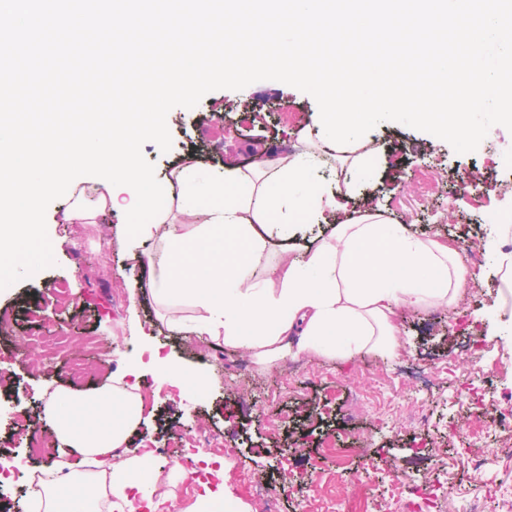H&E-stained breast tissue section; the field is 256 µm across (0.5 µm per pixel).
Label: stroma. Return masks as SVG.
I'll return each mask as SVG.
<instances>
[{"instance_id":"35a3bbf8","label":"stroma","mask_w":512,"mask_h":512,"mask_svg":"<svg viewBox=\"0 0 512 512\" xmlns=\"http://www.w3.org/2000/svg\"><path fill=\"white\" fill-rule=\"evenodd\" d=\"M283 102L294 112L293 121L281 120ZM218 107L223 110L219 116L214 113ZM318 114L310 95L278 81L239 91L219 89L190 110L171 109L167 126L173 147L164 152L148 141L142 155L152 162L156 178H165L162 163L180 161L184 152L177 143L187 134L204 165L245 167L270 151L305 149ZM182 119L190 124L188 132L178 127ZM365 138L378 155V167L358 184L349 208L359 209L363 199H371L392 218L412 221L415 233L454 247L463 262L469 241L487 243L497 239L499 225H512V132L505 127L491 128L478 148L465 154L397 122L379 123ZM425 166L439 174L431 213L419 204L422 188L415 179ZM473 173L511 190L489 193L484 206L474 208L461 186ZM67 204V198H59L46 212L54 266L0 291V318L14 329L13 335H0V369L9 377L0 388L2 458L44 465V458L30 452V436L48 430L42 411L46 399L61 390L85 392L111 383L135 361L146 401L132 447L159 449L158 461L168 468L180 463L182 441L206 428L224 445L243 449L247 464L267 477L276 475L278 460L287 461L297 480L286 487L280 512H311L323 496L335 494L345 497V512H361V503L383 498L390 483L420 486L434 473L435 455L461 447L453 427L478 421L491 428L500 410L512 408V369L500 362L501 351L512 353V333L497 324L512 318V298L500 294L501 275L492 254H485L479 274L468 275L460 307L404 309L398 357L304 353L293 363L263 369L249 354L216 352L210 341L187 338L156 322L157 306L142 287L151 268H134L125 260L124 213L108 214L99 224H63L58 213ZM59 286L66 290L60 297L53 293ZM49 329L68 336L64 356L24 346L23 337ZM155 352L206 374L210 389L198 396L173 392L172 381L153 367ZM82 359L93 364L91 376L72 378L69 361ZM410 362L426 369L432 383L429 423L405 426L396 435L382 432L355 408L352 396L385 378L392 396L404 407L415 406L416 388L400 376ZM449 365L454 368L450 374L445 371ZM460 375L484 387L485 410L472 412L466 399L456 396ZM21 411L31 414V422L16 421ZM330 438L346 441L350 454L339 460L326 455L323 444ZM422 441L428 450L416 451ZM500 479L493 467L479 473L449 469L439 475L440 487L433 492L437 512H463L465 495L492 491Z\"/></svg>"}]
</instances>
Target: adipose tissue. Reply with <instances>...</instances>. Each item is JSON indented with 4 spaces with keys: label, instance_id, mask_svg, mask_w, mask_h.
Segmentation results:
<instances>
[{
    "label": "adipose tissue",
    "instance_id": "adipose-tissue-1",
    "mask_svg": "<svg viewBox=\"0 0 512 512\" xmlns=\"http://www.w3.org/2000/svg\"><path fill=\"white\" fill-rule=\"evenodd\" d=\"M341 176L324 185L321 156L307 149L242 169L209 168L188 159L169 180L170 212L152 236L163 263L148 283L161 304L188 301L201 316L177 327L223 341L270 368L301 353L350 358L381 350L395 356L401 309L457 301L464 270L455 251L425 240L409 224L344 200L371 172L368 153L343 154ZM325 224L327 239L304 248L303 225ZM281 245L265 261L269 239ZM136 369L91 394L61 392L45 409L57 445L73 456L67 482L53 468L28 469L35 512H102L116 497L120 512H183L173 490H160L162 467L129 438L143 414Z\"/></svg>",
    "mask_w": 512,
    "mask_h": 512
}]
</instances>
